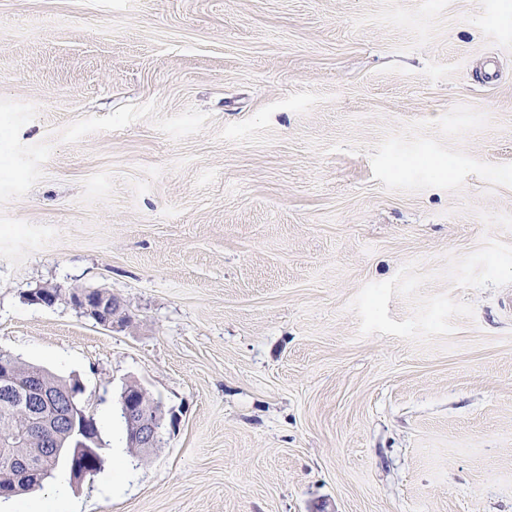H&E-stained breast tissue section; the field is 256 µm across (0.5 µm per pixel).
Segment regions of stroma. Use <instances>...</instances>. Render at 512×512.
<instances>
[{
  "label": "stroma",
  "instance_id": "1",
  "mask_svg": "<svg viewBox=\"0 0 512 512\" xmlns=\"http://www.w3.org/2000/svg\"><path fill=\"white\" fill-rule=\"evenodd\" d=\"M510 292L512 0H0V352L106 458L33 498L512 512ZM96 294L104 301L106 299L112 298V294L98 291ZM72 299L75 303V306L80 310H83V313L91 318L96 324L101 325L103 327L111 328L114 326V313L112 314V307H115L114 300L112 298V304L110 303L105 309L101 307H94L88 302L87 296L85 292H74L72 294ZM113 315V316H112ZM119 405L128 422V448L141 449L148 456L157 448L164 413L161 405L137 384L129 385L119 398Z\"/></svg>",
  "mask_w": 512,
  "mask_h": 512
}]
</instances>
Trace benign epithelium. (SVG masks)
<instances>
[{
  "instance_id": "1",
  "label": "benign epithelium",
  "mask_w": 512,
  "mask_h": 512,
  "mask_svg": "<svg viewBox=\"0 0 512 512\" xmlns=\"http://www.w3.org/2000/svg\"><path fill=\"white\" fill-rule=\"evenodd\" d=\"M72 299L75 306L96 324L107 328L114 326L112 306L104 309L95 307L88 302L86 293L81 291L73 293ZM29 379L25 389L29 397L26 428L46 435L45 447L35 449L32 454L20 453L13 437L3 435L0 437V460L21 477L34 469L41 472L44 470V460L57 451L56 435L62 429H69L83 436V452L77 455L80 465L72 470L73 479L79 482L84 473L81 466L96 460L99 445L98 432L90 426V408L76 392L59 393L41 376L31 375ZM119 405L128 422V447L139 448L142 455H149L158 445L164 421L161 405L137 384L128 386L121 393Z\"/></svg>"
}]
</instances>
